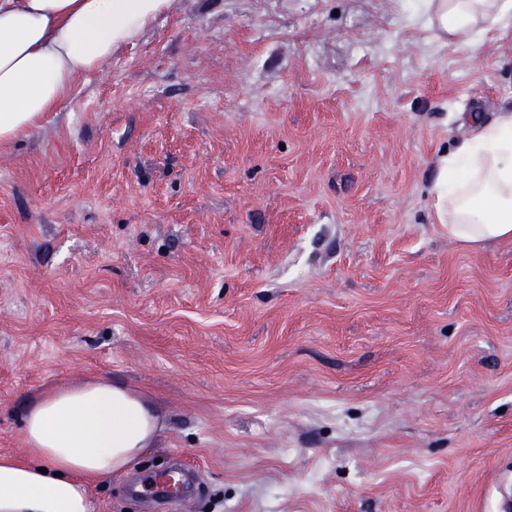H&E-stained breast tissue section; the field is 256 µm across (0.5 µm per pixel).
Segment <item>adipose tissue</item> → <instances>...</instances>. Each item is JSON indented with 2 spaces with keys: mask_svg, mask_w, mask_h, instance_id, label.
<instances>
[{
  "mask_svg": "<svg viewBox=\"0 0 512 512\" xmlns=\"http://www.w3.org/2000/svg\"><path fill=\"white\" fill-rule=\"evenodd\" d=\"M177 0H0V146L27 139L77 83L135 45ZM439 36L473 48L512 28V0H426ZM434 191L449 238L472 249L512 242V113L476 123L440 161ZM160 411L107 376L38 396L26 454L0 455V512H94L90 481L125 472L153 447Z\"/></svg>",
  "mask_w": 512,
  "mask_h": 512,
  "instance_id": "1",
  "label": "adipose tissue"
}]
</instances>
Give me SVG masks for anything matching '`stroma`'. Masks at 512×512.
<instances>
[{
    "label": "stroma",
    "mask_w": 512,
    "mask_h": 512,
    "mask_svg": "<svg viewBox=\"0 0 512 512\" xmlns=\"http://www.w3.org/2000/svg\"><path fill=\"white\" fill-rule=\"evenodd\" d=\"M512 110V30L419 0H178L0 150V455L41 392L107 375L163 413L91 487L156 510L496 512L512 492V242L436 215L439 160ZM429 24L454 44L475 48L491 30L512 28L511 0H425Z\"/></svg>",
    "instance_id": "1"
}]
</instances>
